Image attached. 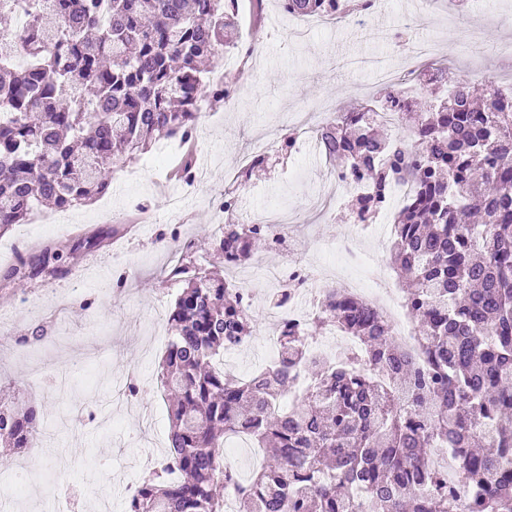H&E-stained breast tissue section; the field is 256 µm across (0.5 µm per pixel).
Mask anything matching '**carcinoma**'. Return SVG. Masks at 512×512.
Returning <instances> with one entry per match:
<instances>
[{"label":"carcinoma","instance_id":"cac0c4a2","mask_svg":"<svg viewBox=\"0 0 512 512\" xmlns=\"http://www.w3.org/2000/svg\"><path fill=\"white\" fill-rule=\"evenodd\" d=\"M0 0V233L49 202L66 210L108 192L112 174L161 139L196 135L202 103L222 99L200 62L235 48L229 0ZM336 0H282L316 15ZM440 104L401 112L413 135L381 139L370 109L337 113L317 131L322 154L370 178L355 210L382 206L388 189L414 194L394 212L392 267L414 283L405 299L428 359L424 377L386 321L350 293L328 290L326 318L364 346L381 370L311 358L306 329L279 336L280 360L254 375L217 361L252 336L239 286L182 256L184 283L169 316L159 380L175 393L161 473L135 485L127 512H512V91L474 103L459 80ZM224 267L253 260L266 237L226 224ZM56 269L60 250L36 254ZM311 389L280 408L291 371ZM35 405L0 396V444L32 451ZM246 435L264 452L250 481L224 467V446ZM478 494L460 502L424 466L435 448Z\"/></svg>","mask_w":512,"mask_h":512}]
</instances>
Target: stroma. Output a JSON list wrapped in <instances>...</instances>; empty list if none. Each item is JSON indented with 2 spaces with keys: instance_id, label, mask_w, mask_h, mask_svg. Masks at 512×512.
Returning a JSON list of instances; mask_svg holds the SVG:
<instances>
[{
  "instance_id": "35a3bbf8",
  "label": "stroma",
  "mask_w": 512,
  "mask_h": 512,
  "mask_svg": "<svg viewBox=\"0 0 512 512\" xmlns=\"http://www.w3.org/2000/svg\"><path fill=\"white\" fill-rule=\"evenodd\" d=\"M417 0H387L384 10L363 25L340 22L293 38L290 18L279 15L274 0L259 10L244 9L237 27L242 43L257 51L242 58L219 51L214 70L231 89L229 102L204 106L196 135L204 169L193 183L169 172L178 156L164 157L151 145L115 172L101 198L71 207L62 224L28 221L0 235V338H23L21 352L0 349V392L37 405L50 447L32 455L0 447V473L22 488L14 506L1 512H56L59 487L70 491V512H93L108 499L112 512H125L128 481L140 479L135 455L157 460L165 453L169 406L157 380L158 360L167 347L168 317L181 283L167 280L170 199H182L181 229L206 246L225 214L213 199L227 186L239 197V213L289 206L300 214L291 258L305 263L331 261L322 242L350 232L349 200L332 205L328 181L333 169L314 144L292 155H271L263 169L242 177L238 158L268 136L291 128L305 108L320 114L365 102L377 69L396 66L391 38ZM467 12L429 11L421 27L405 30L408 41H441L457 56L458 74L478 87L499 84L512 75V57L490 50L465 54L471 27L489 45L512 39V0H469ZM48 242L68 248L55 273L5 278L19 253ZM128 284L116 288L119 276ZM254 295L253 345L237 355L233 374L245 377L266 364L263 336L268 324L270 276L247 283ZM63 335L47 349L35 332ZM137 371L135 403L115 392L116 382Z\"/></svg>"
}]
</instances>
